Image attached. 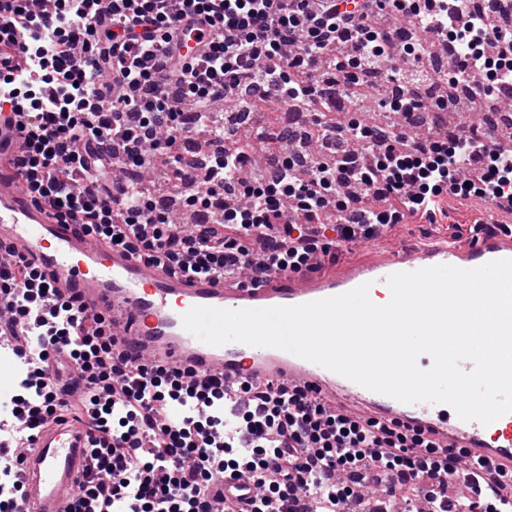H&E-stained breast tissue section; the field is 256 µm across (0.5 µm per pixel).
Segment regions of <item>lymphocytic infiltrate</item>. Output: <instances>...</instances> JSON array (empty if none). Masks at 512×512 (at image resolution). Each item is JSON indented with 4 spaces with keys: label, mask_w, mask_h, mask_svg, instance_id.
I'll list each match as a JSON object with an SVG mask.
<instances>
[{
    "label": "lymphocytic infiltrate",
    "mask_w": 512,
    "mask_h": 512,
    "mask_svg": "<svg viewBox=\"0 0 512 512\" xmlns=\"http://www.w3.org/2000/svg\"><path fill=\"white\" fill-rule=\"evenodd\" d=\"M401 12L425 44L397 46L381 24ZM495 0H0V113L23 112L13 167L32 201L138 259L220 278L298 274L336 261L350 243L391 234L406 218L437 221L445 199H478L512 216V149L475 130L410 135L397 124L328 117L359 74L409 62L405 93L387 111L421 109L432 44L452 43L431 106L465 94L512 98V28L494 27ZM208 26L185 51L182 35ZM291 104L338 149L307 153L298 177L279 154L248 172L262 127L211 121L244 91ZM159 171L191 187L189 207L225 193L206 224L184 229L125 170ZM45 274L0 261V350L27 368L0 420V512H21L19 458L47 422L78 414L93 437L71 512H350L363 480L405 512H512V472L465 464L420 430L336 413L306 390L133 363L112 352V329L76 296L49 298ZM468 476L471 497L448 486ZM248 480L246 500L221 493Z\"/></svg>",
    "instance_id": "f902f5d3"
}]
</instances>
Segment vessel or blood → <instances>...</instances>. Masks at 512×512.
Instances as JSON below:
<instances>
[{"instance_id":"obj_1","label":"vessel or blood","mask_w":512,"mask_h":512,"mask_svg":"<svg viewBox=\"0 0 512 512\" xmlns=\"http://www.w3.org/2000/svg\"><path fill=\"white\" fill-rule=\"evenodd\" d=\"M22 120L19 114H0V246L46 271L57 292L78 294L90 314L111 324L122 351L157 364L190 367L203 376L219 372L228 386L243 381L297 384L338 411L357 410L418 428L441 447L462 449L477 462L512 468V413L487 426L464 421L449 405L399 402L288 351L242 343L208 345L181 322L195 306H295L346 293L366 282L386 287L396 272L435 265L470 269L512 259L511 234L486 233L465 249L445 241L398 246L367 263L344 261L286 278L275 276L256 287H243L232 279L172 275L92 239L74 225L54 223L48 208L24 202L12 177V161L22 150L16 134ZM89 446V430L80 419L66 417L41 429L23 453L25 512H68Z\"/></svg>"}]
</instances>
